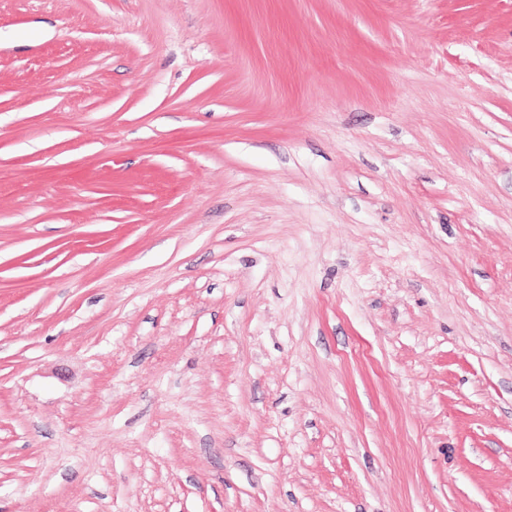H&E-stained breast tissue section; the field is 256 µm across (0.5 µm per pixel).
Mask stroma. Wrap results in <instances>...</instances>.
Listing matches in <instances>:
<instances>
[{"label": "stroma", "instance_id": "1", "mask_svg": "<svg viewBox=\"0 0 512 512\" xmlns=\"http://www.w3.org/2000/svg\"><path fill=\"white\" fill-rule=\"evenodd\" d=\"M0 512H512V0H0Z\"/></svg>", "mask_w": 512, "mask_h": 512}]
</instances>
